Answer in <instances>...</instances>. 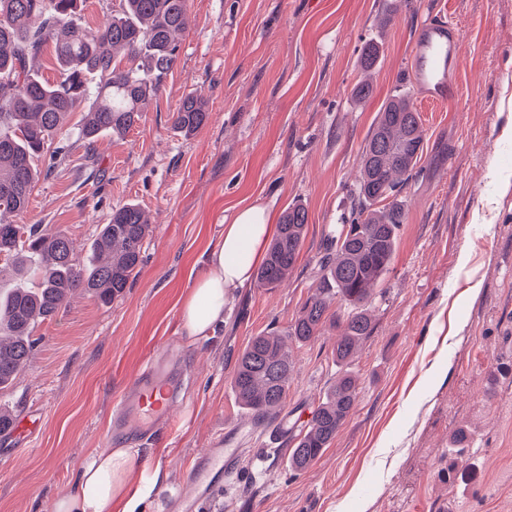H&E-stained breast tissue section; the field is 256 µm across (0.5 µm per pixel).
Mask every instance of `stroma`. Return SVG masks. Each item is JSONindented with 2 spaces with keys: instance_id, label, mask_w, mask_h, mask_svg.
<instances>
[{
  "instance_id": "stroma-1",
  "label": "stroma",
  "mask_w": 512,
  "mask_h": 512,
  "mask_svg": "<svg viewBox=\"0 0 512 512\" xmlns=\"http://www.w3.org/2000/svg\"><path fill=\"white\" fill-rule=\"evenodd\" d=\"M191 24L172 71L123 138L77 140L38 160L14 221L64 232L89 248L113 208L151 222L143 263L121 298L75 294L39 324L25 367L0 390L36 433L0 437V512H51L83 457L103 448L112 405L142 360L178 331L179 297L241 202L308 209L286 281L249 283L224 327L186 339L192 366L170 379L185 399L175 428L121 438L144 477L163 460L172 489L216 434L246 454L242 477L202 512H512V0H189ZM452 20L463 38L452 111L417 105L424 148L400 194L406 218L389 271L372 292V335L346 368L357 406L323 455L288 466L281 424L304 427L341 369L332 350L347 309L332 304L321 336L288 341L287 406L255 425L232 391L249 339L285 332L320 285L328 235L350 214L365 143L384 104L412 89L418 27ZM375 46L371 72L365 47ZM370 80L369 97L354 88ZM191 93L210 117L191 136L172 115ZM464 432L462 453L450 439Z\"/></svg>"
}]
</instances>
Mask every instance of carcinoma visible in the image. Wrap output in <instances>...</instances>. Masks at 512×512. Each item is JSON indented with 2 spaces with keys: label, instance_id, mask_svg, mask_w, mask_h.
I'll use <instances>...</instances> for the list:
<instances>
[{
  "label": "carcinoma",
  "instance_id": "obj_1",
  "mask_svg": "<svg viewBox=\"0 0 512 512\" xmlns=\"http://www.w3.org/2000/svg\"><path fill=\"white\" fill-rule=\"evenodd\" d=\"M80 0H0V256L17 271L14 288L0 293V388L18 376L36 344L33 331L81 290L104 304L121 297L142 261L151 232L143 210L125 204L112 210L85 261L63 232L38 224H12L4 214L27 209L39 177L35 159L63 130L67 116L86 108L78 136L88 144L103 133L122 138L142 120L143 105L173 68L178 36L190 23L188 0H120V10L90 29L77 17ZM59 77L50 82L31 66L46 48ZM209 119L206 100L183 99L173 115L178 132L192 134ZM423 152L419 113L409 95L391 98L362 151L350 223L327 238L320 267L327 270L285 335L308 343L330 320L333 301L350 311L333 355L347 363L372 335L366 304L386 274L405 221L400 177L412 175ZM308 211L285 210L280 232L257 285L276 287L294 266L305 238ZM292 361L276 333L252 338L238 358L232 385L256 422L279 415L285 405ZM358 377L343 371L324 393L308 426L291 436L289 464L299 472L313 464L353 413Z\"/></svg>",
  "mask_w": 512,
  "mask_h": 512
}]
</instances>
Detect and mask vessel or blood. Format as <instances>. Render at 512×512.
<instances>
[{
    "label": "vessel or blood",
    "mask_w": 512,
    "mask_h": 512,
    "mask_svg": "<svg viewBox=\"0 0 512 512\" xmlns=\"http://www.w3.org/2000/svg\"><path fill=\"white\" fill-rule=\"evenodd\" d=\"M462 50L460 31L452 21L440 18L420 25L413 38L410 64L421 102L445 108L455 104ZM186 356L184 345L176 342L164 356L143 365L132 389L112 408L110 435H122L131 427L138 409L146 405V388L164 377L168 366L183 361ZM242 469L240 449L225 447L223 437L213 438L173 491L159 499L161 512H201L204 502L214 499L228 483L238 480Z\"/></svg>",
    "instance_id": "vessel-or-blood-1"
}]
</instances>
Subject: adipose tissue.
Masks as SVG:
<instances>
[{
	"instance_id": "ef3b65f1",
	"label": "adipose tissue",
	"mask_w": 512,
	"mask_h": 512,
	"mask_svg": "<svg viewBox=\"0 0 512 512\" xmlns=\"http://www.w3.org/2000/svg\"><path fill=\"white\" fill-rule=\"evenodd\" d=\"M278 231L276 216L262 205L233 214L180 298L179 327L185 336H205L223 326L225 305L250 282ZM138 454L135 448L91 452L54 501L53 512H136L143 495L136 477Z\"/></svg>"
}]
</instances>
